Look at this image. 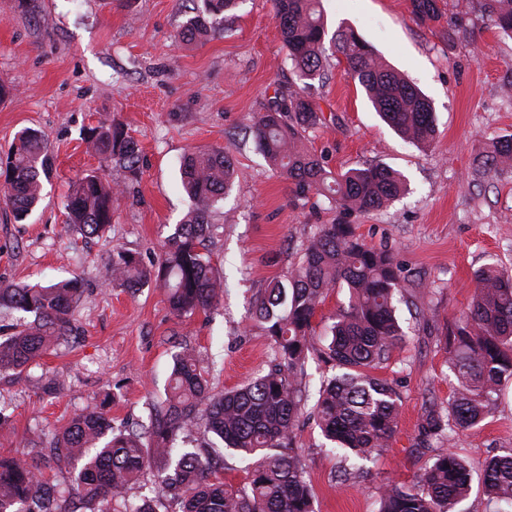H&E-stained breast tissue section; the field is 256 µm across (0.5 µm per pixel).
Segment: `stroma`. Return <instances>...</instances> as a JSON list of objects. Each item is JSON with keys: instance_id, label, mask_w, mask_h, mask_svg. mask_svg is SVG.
Returning <instances> with one entry per match:
<instances>
[{"instance_id": "obj_1", "label": "stroma", "mask_w": 512, "mask_h": 512, "mask_svg": "<svg viewBox=\"0 0 512 512\" xmlns=\"http://www.w3.org/2000/svg\"><path fill=\"white\" fill-rule=\"evenodd\" d=\"M329 32L354 29L430 99L436 144L421 151L400 139L335 59L326 82L314 86L323 125L308 129L306 145L332 171L382 162L400 172L407 191L392 205L344 218L319 198L302 200L268 166L248 131L276 87L293 80L272 0H241L220 31L181 43L177 32L200 0H0V157L18 133L45 137L53 169L29 217L15 221L0 204V283L47 285L74 276L84 283L69 342L53 346L20 375L0 376V454L26 437H50L93 397L111 394L114 427L148 423L163 399L173 357L192 347L216 390L237 387L267 370L274 352L248 317L252 301L282 278L318 225L350 220L373 245L390 246L404 268L398 314L405 332L377 377L401 393L390 446L361 462L362 473L340 482V458L309 413L335 370L309 356L296 384L306 410L294 428L312 487L315 512H377L381 490L407 485L431 454L415 447L425 404L448 403V355L438 334L464 310L474 272L497 264L512 272V173L475 182L480 147L512 138V38L483 18L480 0H441L442 17L422 23L410 0H322ZM456 31H449L450 22ZM123 126L141 147L127 170L94 152L84 134L99 122ZM226 148L237 178L213 208L212 262L224 294L208 312L175 316L164 290L149 284L130 293L106 279L114 249L151 265L193 203L179 167L192 150ZM94 172L120 194L111 226L87 238L67 224L71 184ZM423 298L427 318L411 305ZM56 389L45 393L48 379ZM454 450L470 464L472 491L458 512H489L480 477L491 456L512 449V382L480 426L460 433Z\"/></svg>"}]
</instances>
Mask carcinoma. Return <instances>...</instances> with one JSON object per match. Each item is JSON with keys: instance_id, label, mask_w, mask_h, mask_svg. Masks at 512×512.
Wrapping results in <instances>:
<instances>
[{"instance_id": "carcinoma-1", "label": "carcinoma", "mask_w": 512, "mask_h": 512, "mask_svg": "<svg viewBox=\"0 0 512 512\" xmlns=\"http://www.w3.org/2000/svg\"><path fill=\"white\" fill-rule=\"evenodd\" d=\"M235 5L236 0H203V8L181 26L179 39H206ZM411 5L423 22L441 16L438 0H411ZM274 8L296 82L286 92L275 89L264 111L253 116L256 149L295 185L301 199L323 197L348 215L387 207L405 191L394 170L373 163L334 172L303 144V133L325 122L312 100L313 83L324 78L328 50L337 51L381 118L422 149L436 138L428 99L354 30L328 34L321 0H274ZM481 10L501 34L512 38V0H482ZM85 140L118 164L139 156L138 142L110 124L90 128ZM50 172L44 137L34 129L21 131L0 160V200L16 220H24L39 201L42 178ZM505 172H512V139L494 141L479 152L473 170L476 175ZM234 175L230 152L222 148L187 155L181 182L195 207L175 226L151 267L132 253L114 251L112 279L131 290L154 282L164 288L178 316L213 308L224 292V280L211 261L209 214L231 190ZM115 202L112 185L88 174L68 196L70 224L86 236H97L112 223ZM401 274L394 253L367 244L354 225H320L298 266L286 279L269 283L250 309V318L275 348L267 372L215 393L193 350L183 348L173 359L165 400L155 406L159 419L150 427L114 429L107 411L111 397L106 396L45 440L51 448L48 461L0 455V512H82L96 502L117 505L99 512H157L159 499L168 502L171 512H314L311 485L293 447L294 422L303 407L296 371L312 352L339 370L319 391L314 413L344 460H366L388 447L397 430L401 395L369 370L386 363L402 340L396 307ZM474 280L468 309L448 324L440 339L455 379L448 406L426 407L418 424L419 445L433 452V462L412 484L388 485L381 492L379 512H455L469 492V466L450 445L490 415L502 387L512 381V275L489 264L475 271ZM340 287L348 288V303L328 318L318 348L313 326L317 311ZM82 293L77 277L47 286L1 285L0 307L28 320L0 336V373H21L52 344L66 340ZM200 428L211 435L210 442L176 451L180 436ZM219 446L248 461L237 487L225 484L212 466L210 449ZM78 463L75 486L67 491L43 472ZM154 463L169 470L160 480L158 499L128 501L129 485ZM483 482L492 512L512 508V452L487 461Z\"/></svg>"}]
</instances>
